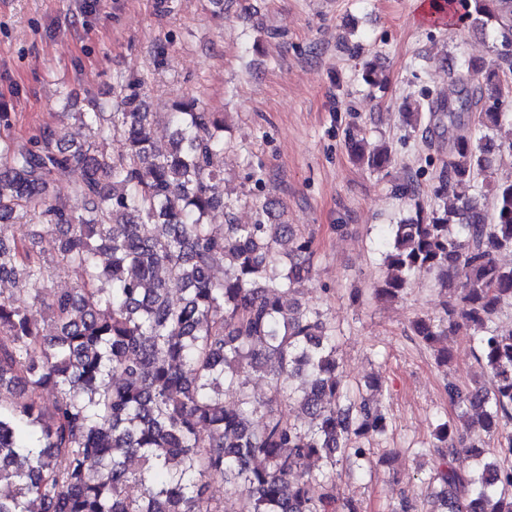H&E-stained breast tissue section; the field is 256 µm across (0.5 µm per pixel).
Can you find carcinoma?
Instances as JSON below:
<instances>
[{"instance_id":"carcinoma-1","label":"carcinoma","mask_w":512,"mask_h":512,"mask_svg":"<svg viewBox=\"0 0 512 512\" xmlns=\"http://www.w3.org/2000/svg\"><path fill=\"white\" fill-rule=\"evenodd\" d=\"M472 24L493 36L501 65L469 64L448 98L426 97L405 113L411 129L448 144L436 197L453 204L419 207L388 226L380 294L401 298L420 276L453 284L435 324L418 317L414 335L450 359L443 346L459 332L477 347L489 384L448 382V402L465 420L440 419L430 482L448 512H512V328L495 326L512 309V183L492 180L496 150L489 130L512 122V0H465ZM144 82L120 85L121 111L92 99L73 112L92 140H65L53 128L0 141V222L40 223L43 232L0 236V281H19L27 299L0 294V512H222L207 494L224 481L241 512H362L353 497L336 501L337 464L361 468L370 449L358 438L385 435L389 419L360 387L344 380L336 329L318 307L293 297L312 277V238L290 224H237L224 199V117L175 100L167 144L150 135L141 111ZM427 124H422L423 113ZM120 139L123 149L109 150ZM360 164L383 171L393 160L384 140L348 135ZM71 167L78 213L50 194ZM224 211V231L209 221ZM153 226L145 236L141 227ZM224 263V276L213 274ZM81 286L45 294L62 270ZM181 284L175 303L167 284ZM51 318L58 331L42 332ZM261 373L269 393L249 389ZM55 393L51 408L41 403ZM305 418L290 420L281 405ZM493 441L503 459L463 471L472 439Z\"/></svg>"}]
</instances>
